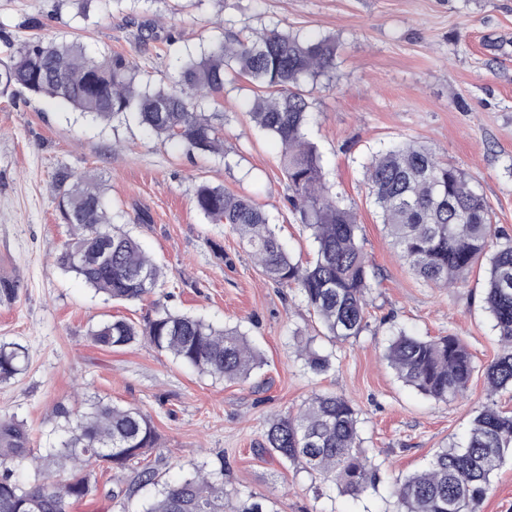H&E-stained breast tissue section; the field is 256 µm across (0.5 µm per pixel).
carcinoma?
Segmentation results:
<instances>
[{
	"label": "carcinoma",
	"mask_w": 512,
	"mask_h": 512,
	"mask_svg": "<svg viewBox=\"0 0 512 512\" xmlns=\"http://www.w3.org/2000/svg\"><path fill=\"white\" fill-rule=\"evenodd\" d=\"M0 61V95L48 97L94 123L108 125L128 115L152 135L178 143L187 153H217L223 144L210 105H220L230 77H246L263 92L248 115L282 147L288 204L314 244L313 259H295L279 241L263 211L245 196L203 183L196 209L245 243L263 274L280 288H295L320 325L318 333L348 341L368 328L367 295L373 287L353 211L326 184L321 155L303 129L310 117L308 86L333 72L336 43L272 29L253 40L241 34L210 39L200 54H187L169 86L143 80L123 53L90 57L75 42L32 38ZM369 192L381 224L401 258L425 282L444 288L465 282L476 264H486L485 309L502 352L486 367L485 405L462 442L435 451L428 466L395 483L396 512H477L491 478L512 457V414L494 397L512 389V236L492 224L490 209L456 166L429 147L402 141L374 155L366 166ZM68 238L57 265L106 301L136 302L166 277L163 265L108 211L99 182L63 169L55 178ZM92 344L122 349L139 343L163 352L202 375L245 382L262 358L236 327L216 326L186 313L162 309L144 324L104 320L88 332ZM315 337L297 341L304 368L319 374L330 358L313 347ZM386 359L407 386L436 401H453L469 388L474 361L457 336L421 339L399 330ZM28 349L0 342V381L28 367ZM60 448L36 457L26 426L0 417V512H68L69 505L96 490L95 468L123 470L155 448L152 418L137 407L93 397L82 409L60 402L53 413ZM266 442L284 460L300 464L324 484L358 496L375 486L377 469L360 451L358 412L336 393H313L297 410L269 420ZM35 462L22 483L15 466ZM151 486L154 495L121 512H227L235 489L224 487V468L206 465L175 482L161 481L157 467L136 471L124 491Z\"/></svg>",
	"instance_id": "1"
}]
</instances>
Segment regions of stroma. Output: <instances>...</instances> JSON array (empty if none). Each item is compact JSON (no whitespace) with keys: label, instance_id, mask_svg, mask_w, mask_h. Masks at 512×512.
<instances>
[{"label":"stroma","instance_id":"1","mask_svg":"<svg viewBox=\"0 0 512 512\" xmlns=\"http://www.w3.org/2000/svg\"><path fill=\"white\" fill-rule=\"evenodd\" d=\"M160 0L118 11L98 0L89 18L70 0H0V39L35 35L75 41L89 55L122 52L143 79L168 84L187 52L228 32L271 29L335 38L336 77L310 96L306 138L326 177L362 226L379 283L368 296L369 326L356 339L317 347L325 374L305 370L297 335L316 323L301 296L269 282L238 236L195 208L207 182L249 197L296 259L312 240L287 202L281 147L247 115L258 92L244 78L224 85V150L189 154L136 121L99 125L50 99L0 97V278L16 282L0 302V341L28 348L30 364L0 382V416L23 421L35 453L53 444L57 402L94 394L138 406L153 420L163 478L201 464L223 468L241 497H263L268 512H395L390 488L424 469L437 449L462 440L487 402L485 369L501 350L483 304L485 271L464 286L418 278L393 248L370 198L364 165L391 144L413 140L455 165L476 185L494 224L512 234V0ZM41 29L30 28V19ZM158 24V40L137 41L139 23ZM95 176L114 220L130 225L170 276L143 301L116 303L63 272L54 255L67 238L52 190L59 170ZM169 309L239 327L264 360L246 383L200 375L166 354L134 346L102 349L88 331L110 317L143 322ZM462 336L476 371L465 397L439 403L400 381L384 358L391 334ZM315 392L350 398L362 448L380 480L360 497L327 486L265 446L273 415ZM132 471L96 470L94 494L70 512H118L112 499Z\"/></svg>","mask_w":512,"mask_h":512}]
</instances>
